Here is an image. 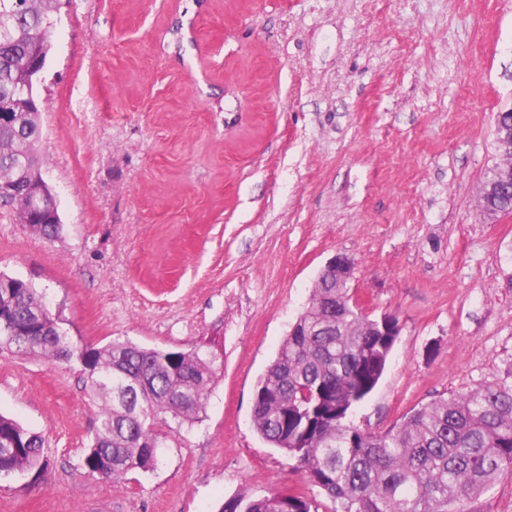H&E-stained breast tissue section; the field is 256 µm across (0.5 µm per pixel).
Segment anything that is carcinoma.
Returning <instances> with one entry per match:
<instances>
[{"label": "carcinoma", "mask_w": 512, "mask_h": 512, "mask_svg": "<svg viewBox=\"0 0 512 512\" xmlns=\"http://www.w3.org/2000/svg\"><path fill=\"white\" fill-rule=\"evenodd\" d=\"M56 0H0V96L25 84L30 60L47 61ZM40 125L30 113L0 123V184L43 181ZM490 217L512 214V203L488 195ZM29 228L48 239L62 225L44 214ZM393 349L354 304L351 288L320 274L307 307L259 378L253 424L260 437L296 460L330 502L329 512H453L480 497L500 473H512V372L407 413L382 433L349 421L373 392ZM45 360L76 358L85 389L98 406V426L83 465L120 480L159 461L163 428L200 419L219 367L196 346L164 351L114 340L97 348L72 343L59 317L33 285L0 272V353ZM44 440L0 414V476L23 473L42 460ZM316 499L292 491L244 490L219 512H319Z\"/></svg>", "instance_id": "obj_1"}]
</instances>
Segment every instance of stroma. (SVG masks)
I'll return each instance as SVG.
<instances>
[{
    "instance_id": "1",
    "label": "stroma",
    "mask_w": 512,
    "mask_h": 512,
    "mask_svg": "<svg viewBox=\"0 0 512 512\" xmlns=\"http://www.w3.org/2000/svg\"><path fill=\"white\" fill-rule=\"evenodd\" d=\"M36 90L63 230L0 209V272L43 292L74 344L202 345L220 370L154 470L111 482L83 465L81 364L0 354V413L45 438L40 470L0 476V512L319 496L253 405L338 254L364 312L401 327L355 425L385 431L512 369V215L478 203L512 109V0H57Z\"/></svg>"
}]
</instances>
